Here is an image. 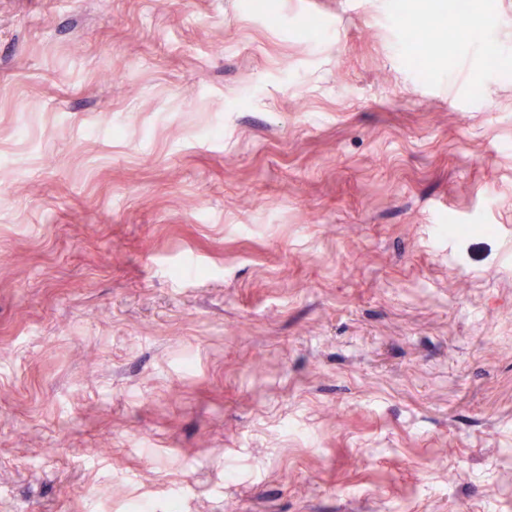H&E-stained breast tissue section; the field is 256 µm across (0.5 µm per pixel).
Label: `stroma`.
Masks as SVG:
<instances>
[{
	"label": "stroma",
	"instance_id": "35a3bbf8",
	"mask_svg": "<svg viewBox=\"0 0 512 512\" xmlns=\"http://www.w3.org/2000/svg\"><path fill=\"white\" fill-rule=\"evenodd\" d=\"M447 3L0 0V512H512V0ZM443 40L432 22H423L421 32L413 41V54L417 58H430L442 50Z\"/></svg>",
	"mask_w": 512,
	"mask_h": 512
}]
</instances>
